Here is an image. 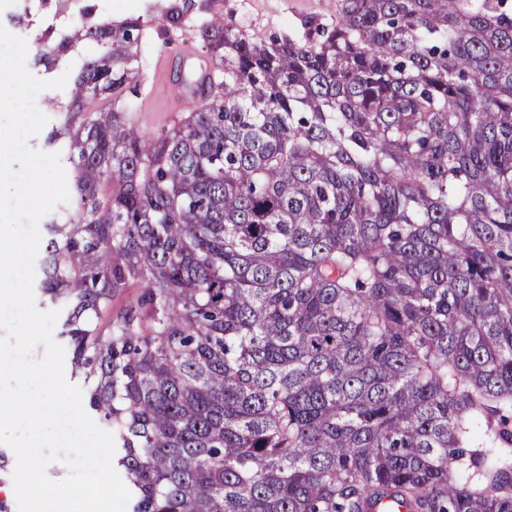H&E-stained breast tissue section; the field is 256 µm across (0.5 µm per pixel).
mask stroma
Here are the masks:
<instances>
[{"label":"stroma","mask_w":512,"mask_h":512,"mask_svg":"<svg viewBox=\"0 0 512 512\" xmlns=\"http://www.w3.org/2000/svg\"><path fill=\"white\" fill-rule=\"evenodd\" d=\"M344 0H68L64 30L73 38L69 54L41 79H54L78 69L82 57L96 54L95 46L76 39L84 19L121 21L142 16L146 22L139 51L145 73L138 92L126 103L131 118L150 138L165 136L187 116L189 109L172 100V83L188 73L209 67L197 38L200 24L212 14L223 15L243 34L257 40L300 36L317 23L335 21ZM178 9V25L167 24L170 9Z\"/></svg>","instance_id":"stroma-1"}]
</instances>
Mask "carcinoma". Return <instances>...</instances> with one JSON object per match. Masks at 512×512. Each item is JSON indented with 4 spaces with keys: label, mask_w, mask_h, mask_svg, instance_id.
<instances>
[{
    "label": "carcinoma",
    "mask_w": 512,
    "mask_h": 512,
    "mask_svg": "<svg viewBox=\"0 0 512 512\" xmlns=\"http://www.w3.org/2000/svg\"><path fill=\"white\" fill-rule=\"evenodd\" d=\"M144 29L77 34L45 140L77 196L37 255L129 512H512V9L345 0L270 42L216 16L222 93L161 140L119 108ZM141 291V283L132 281L127 288H122L112 296V302L109 309L102 313L101 322H107L110 317L126 309L139 295Z\"/></svg>",
    "instance_id": "obj_1"
}]
</instances>
